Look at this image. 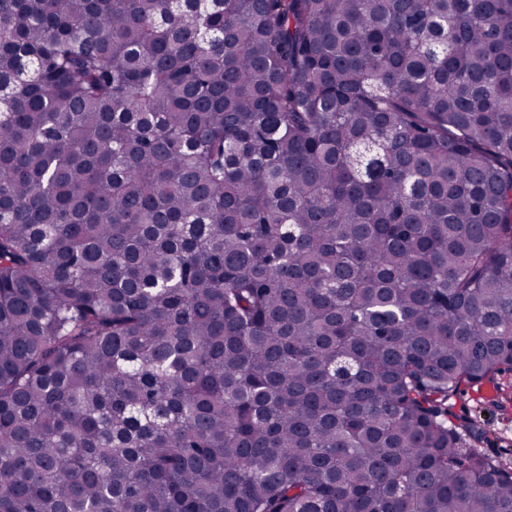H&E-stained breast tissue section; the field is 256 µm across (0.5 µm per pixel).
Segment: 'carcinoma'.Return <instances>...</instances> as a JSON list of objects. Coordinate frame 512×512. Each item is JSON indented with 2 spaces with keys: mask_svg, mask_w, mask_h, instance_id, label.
<instances>
[{
  "mask_svg": "<svg viewBox=\"0 0 512 512\" xmlns=\"http://www.w3.org/2000/svg\"><path fill=\"white\" fill-rule=\"evenodd\" d=\"M512 0H0V512H512ZM451 403L448 420L472 427L474 448L512 469V371L463 383Z\"/></svg>",
  "mask_w": 512,
  "mask_h": 512,
  "instance_id": "obj_1",
  "label": "carcinoma"
}]
</instances>
